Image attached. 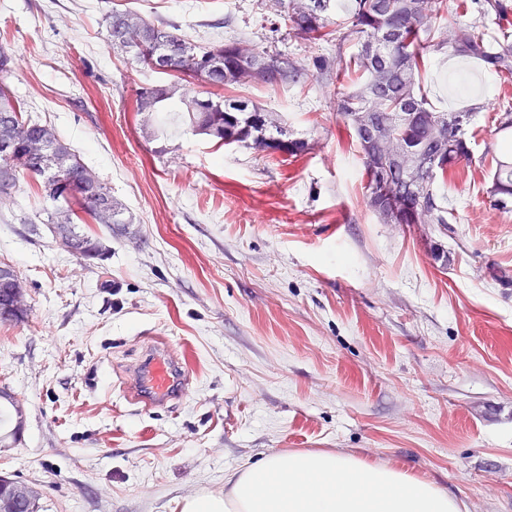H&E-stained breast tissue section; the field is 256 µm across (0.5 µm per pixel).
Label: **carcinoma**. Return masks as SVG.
<instances>
[{"instance_id":"obj_1","label":"carcinoma","mask_w":512,"mask_h":512,"mask_svg":"<svg viewBox=\"0 0 512 512\" xmlns=\"http://www.w3.org/2000/svg\"><path fill=\"white\" fill-rule=\"evenodd\" d=\"M443 0H275L281 25L313 42H333L336 55L320 54L309 60L326 82L344 75L349 85L336 90V114L352 131L367 175V205L384 224H415L424 204L433 209L436 223L448 229V198L435 188L448 170L473 162L464 126L448 118L421 86L420 63L429 54L470 58L491 72L512 76V42L492 41L485 26L443 18ZM106 39L132 63L158 73L179 72L201 83L271 86L295 84L305 69L281 52L255 48L242 57V40L196 44L176 24H156L138 12H113L106 18ZM17 57L10 45L0 43V141L23 138L12 155L0 164V192L21 190V180L42 181L45 188L54 174L64 180L62 200L37 212L32 223L48 225L58 236V225H67L61 247L80 259H104L107 248L100 238L78 231V221L92 224H127L123 208L110 188L87 167L57 135L55 129L22 110L10 88ZM136 111L150 123L148 134L162 133L161 120L168 112H185L194 131L219 145L237 144L266 151L288 134L281 125L270 127L257 120L266 108L250 100L203 97L180 81L149 85L137 92ZM395 114L389 128L404 149L424 159L417 174L402 171L378 155L372 131L387 114ZM496 130L504 133L488 194L494 205L512 198V113H506ZM23 406L0 390V442L15 437L23 427Z\"/></svg>"}]
</instances>
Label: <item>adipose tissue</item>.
Here are the masks:
<instances>
[{"mask_svg": "<svg viewBox=\"0 0 512 512\" xmlns=\"http://www.w3.org/2000/svg\"><path fill=\"white\" fill-rule=\"evenodd\" d=\"M222 498L188 500L183 512H457L456 501L409 472L327 452L276 453L232 470Z\"/></svg>", "mask_w": 512, "mask_h": 512, "instance_id": "ef3b65f1", "label": "adipose tissue"}]
</instances>
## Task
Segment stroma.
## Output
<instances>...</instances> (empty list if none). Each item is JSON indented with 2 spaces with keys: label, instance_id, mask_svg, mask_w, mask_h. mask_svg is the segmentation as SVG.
Wrapping results in <instances>:
<instances>
[{
  "label": "stroma",
  "instance_id": "obj_1",
  "mask_svg": "<svg viewBox=\"0 0 512 512\" xmlns=\"http://www.w3.org/2000/svg\"><path fill=\"white\" fill-rule=\"evenodd\" d=\"M132 9L200 43L244 36L304 61L267 0H0L11 79L122 205L127 225H84L104 261L65 251L25 216L35 183L0 205V263L27 286L25 322L0 323V389L23 405L0 474L40 512H181L223 497L229 470L275 453L330 452L403 469L459 512H512V201L493 205L497 113L512 78L430 55L420 80L459 110L473 161L440 188L449 226L384 224L333 87H208L279 113L311 148L296 157L218 145L181 115L149 138L140 87L175 81L115 54L104 19ZM327 54L325 44L313 47ZM153 346L188 361V394L141 411L120 384Z\"/></svg>",
  "mask_w": 512,
  "mask_h": 512
}]
</instances>
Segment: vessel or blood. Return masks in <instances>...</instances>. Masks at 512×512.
Wrapping results in <instances>:
<instances>
[{
	"mask_svg": "<svg viewBox=\"0 0 512 512\" xmlns=\"http://www.w3.org/2000/svg\"><path fill=\"white\" fill-rule=\"evenodd\" d=\"M190 377L183 363L166 358L159 350L149 351L137 373L126 386L130 399L151 409L180 398L189 388Z\"/></svg>",
	"mask_w": 512,
	"mask_h": 512,
	"instance_id": "obj_1",
	"label": "vessel or blood"
}]
</instances>
